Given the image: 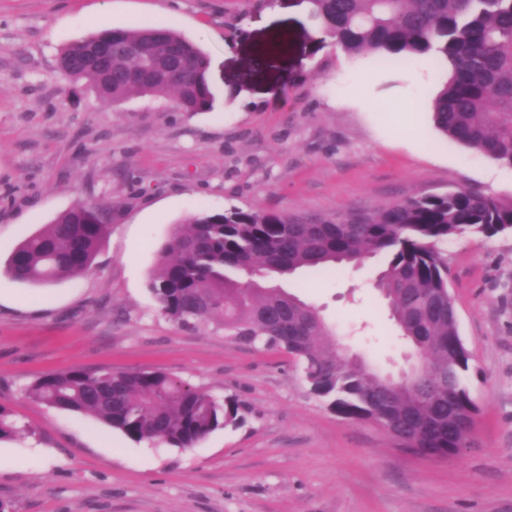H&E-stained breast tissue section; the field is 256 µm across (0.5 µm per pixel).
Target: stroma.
Listing matches in <instances>:
<instances>
[{
	"label": "stroma",
	"mask_w": 512,
	"mask_h": 512,
	"mask_svg": "<svg viewBox=\"0 0 512 512\" xmlns=\"http://www.w3.org/2000/svg\"><path fill=\"white\" fill-rule=\"evenodd\" d=\"M157 24L201 46L213 108L171 99L98 107L58 55L102 26ZM444 65H384L336 46L297 0H0V407L28 428L0 442L12 512H512V234L441 243L464 377L479 412L457 458L403 448L337 416L287 354L223 328L189 331L148 283L177 225L231 207L300 215L373 210L472 189L512 203V168L431 121ZM364 87L377 110L358 105ZM78 202H109L90 271L51 286L10 277L14 250ZM383 256L281 286L315 305L336 342L384 373L408 347L374 288ZM163 370L243 421L193 448L134 442L93 416L35 401L42 375Z\"/></svg>",
	"instance_id": "35a3bbf8"
}]
</instances>
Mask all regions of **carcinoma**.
I'll list each match as a JSON object with an SVG mask.
<instances>
[{
  "instance_id": "carcinoma-1",
  "label": "carcinoma",
  "mask_w": 512,
  "mask_h": 512,
  "mask_svg": "<svg viewBox=\"0 0 512 512\" xmlns=\"http://www.w3.org/2000/svg\"><path fill=\"white\" fill-rule=\"evenodd\" d=\"M314 16L346 54L386 62L442 61L450 77L435 95L432 120L445 136L512 168V0H310ZM207 54L159 26L103 29L66 45L58 67L85 82L104 106L133 96L167 97L181 112H207L213 95ZM106 204L79 203L22 242L7 272L51 285L88 271L108 231ZM512 224V203L467 189L413 198L373 212L299 216L230 208L205 212L176 229L160 250L149 290L185 328L224 326L238 342L290 352L312 394L352 422H371L407 448L456 457L472 442L477 405L463 378L471 352L460 339L438 244L493 237ZM386 255L376 287L399 336L426 355L418 381L388 382L344 361L327 343L333 329L317 309L256 275L360 265ZM31 396L89 414L134 442L193 448L243 421L232 398L214 399L161 371L81 368L39 378ZM26 427L0 407V440Z\"/></svg>"
}]
</instances>
